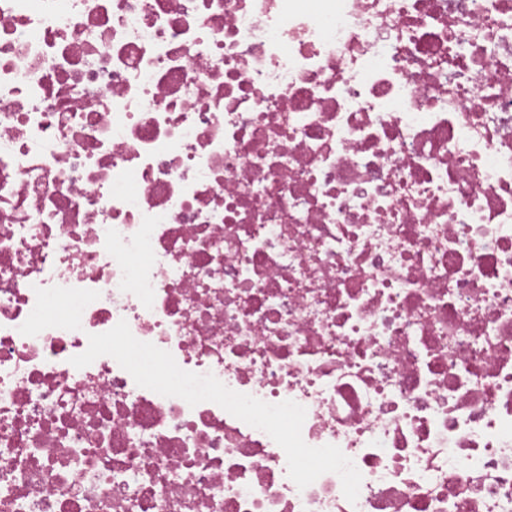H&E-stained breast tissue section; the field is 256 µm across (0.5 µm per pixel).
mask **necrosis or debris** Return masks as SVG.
Wrapping results in <instances>:
<instances>
[{"mask_svg":"<svg viewBox=\"0 0 512 512\" xmlns=\"http://www.w3.org/2000/svg\"><path fill=\"white\" fill-rule=\"evenodd\" d=\"M0 512H512V0H0Z\"/></svg>","mask_w":512,"mask_h":512,"instance_id":"obj_1","label":"necrosis or debris"}]
</instances>
